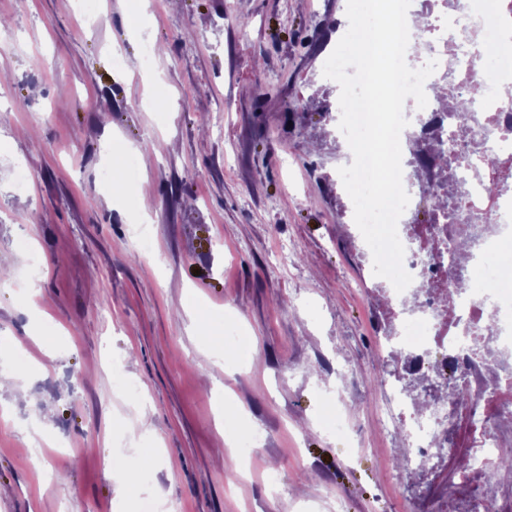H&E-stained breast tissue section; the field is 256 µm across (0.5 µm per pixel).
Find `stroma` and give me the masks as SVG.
Segmentation results:
<instances>
[{"instance_id": "obj_1", "label": "stroma", "mask_w": 512, "mask_h": 512, "mask_svg": "<svg viewBox=\"0 0 512 512\" xmlns=\"http://www.w3.org/2000/svg\"><path fill=\"white\" fill-rule=\"evenodd\" d=\"M346 3L101 0L85 22L79 0H0V371L36 398L0 391V512H138L145 493L178 512H452L467 435L417 470L379 418L395 324L361 284L323 75ZM147 43L166 54L144 63ZM22 238L43 264L35 300ZM189 307L245 337L246 359L198 343ZM254 429L232 482L237 448L211 450ZM110 446L139 476L122 496Z\"/></svg>"}]
</instances>
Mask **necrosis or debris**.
Wrapping results in <instances>:
<instances>
[{
  "mask_svg": "<svg viewBox=\"0 0 512 512\" xmlns=\"http://www.w3.org/2000/svg\"><path fill=\"white\" fill-rule=\"evenodd\" d=\"M476 0H454L438 12L431 34L411 32L414 45H439V63L429 81L448 87L449 100H468L464 111H448L428 102L427 118L407 125L400 136L401 166L427 182L452 203L451 219L437 218L427 237H418L413 208L400 217L397 232L405 253L403 267L413 277L405 292L385 278L369 281L386 294L394 314L414 304L397 343L407 350L415 371L465 374V414L431 403L416 408L400 383L391 386V404L383 411L388 427L400 430L412 446L416 467L440 462L449 428L466 420L471 440L465 469L456 475L453 496L472 485L486 491V512H504L492 478L502 455L512 451V285L502 281V267L512 264V77H478L477 60L465 50L472 32H480L496 55L512 54L497 29L482 23ZM436 136L461 148L462 162L422 173L418 143ZM482 291L470 288L473 281Z\"/></svg>",
  "mask_w": 512,
  "mask_h": 512,
  "instance_id": "necrosis-or-debris-1",
  "label": "necrosis or debris"
}]
</instances>
